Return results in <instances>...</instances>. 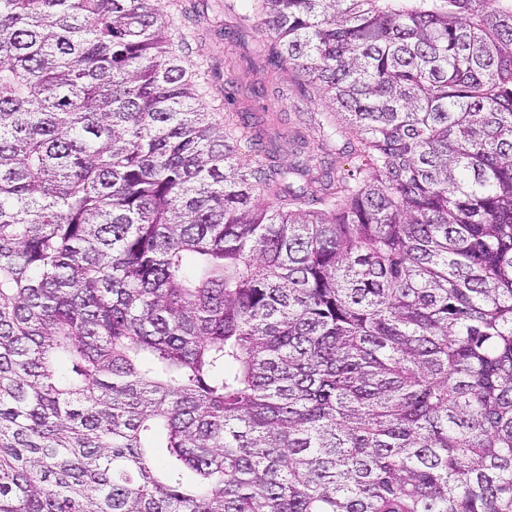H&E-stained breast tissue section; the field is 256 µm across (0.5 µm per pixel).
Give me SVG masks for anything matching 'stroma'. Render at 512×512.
I'll list each match as a JSON object with an SVG mask.
<instances>
[{"label": "stroma", "instance_id": "35a3bbf8", "mask_svg": "<svg viewBox=\"0 0 512 512\" xmlns=\"http://www.w3.org/2000/svg\"><path fill=\"white\" fill-rule=\"evenodd\" d=\"M171 13L188 9L196 23L184 32L189 60L200 73L210 111L242 113L259 149L276 148L282 165L295 162L293 137L302 133L327 144L332 168H344L347 154L325 141L326 107L293 72L274 66L256 22L239 25L224 0H167Z\"/></svg>", "mask_w": 512, "mask_h": 512}]
</instances>
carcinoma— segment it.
Returning <instances> with one entry per match:
<instances>
[{
  "label": "carcinoma",
  "instance_id": "1",
  "mask_svg": "<svg viewBox=\"0 0 512 512\" xmlns=\"http://www.w3.org/2000/svg\"><path fill=\"white\" fill-rule=\"evenodd\" d=\"M243 2L350 169L0 0V512H512V0Z\"/></svg>",
  "mask_w": 512,
  "mask_h": 512
}]
</instances>
